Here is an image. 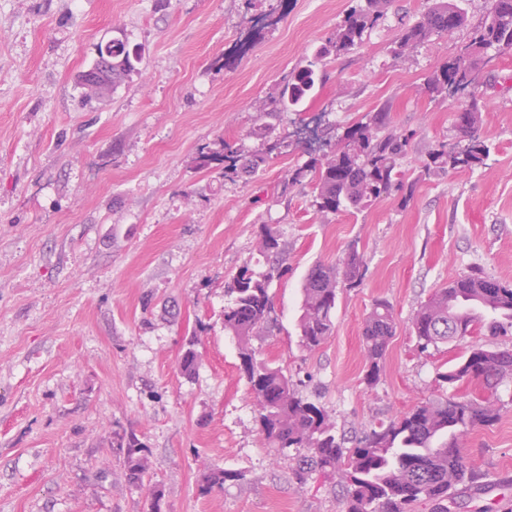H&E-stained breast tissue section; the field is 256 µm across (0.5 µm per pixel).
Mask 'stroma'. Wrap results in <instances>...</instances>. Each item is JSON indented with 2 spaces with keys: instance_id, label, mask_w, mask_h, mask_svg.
I'll list each match as a JSON object with an SVG mask.
<instances>
[{
  "instance_id": "1",
  "label": "stroma",
  "mask_w": 512,
  "mask_h": 512,
  "mask_svg": "<svg viewBox=\"0 0 512 512\" xmlns=\"http://www.w3.org/2000/svg\"><path fill=\"white\" fill-rule=\"evenodd\" d=\"M358 4L0 0V512H149L148 488L125 474L121 435L150 449L162 512H340L338 486L316 474L296 484L291 460L265 440L224 333V284L258 263L263 224L286 261L270 289L277 326L251 340L257 358L286 368L349 439L448 399L435 374L468 345L420 354L411 318L471 268L512 283V50L485 52L470 90L432 96L428 79L472 40L489 0H464L465 27L401 57L391 50L402 24L430 0H391L353 50L320 57ZM118 30L143 60L110 101H86L77 76ZM314 59L312 96L281 107L288 73ZM474 95L484 165L425 172L440 143L466 147L454 114ZM383 108L411 137L400 166L411 198L394 190L356 213L322 214L310 186L281 195L289 171ZM228 139L286 147L236 181L197 167L202 148ZM352 248L363 281L340 290L332 335L305 351V276ZM378 299L392 304L396 332L370 385L361 331ZM194 334L189 379L178 356ZM498 397V422L462 445L498 487L461 490L448 512L512 506V383ZM209 465L241 478L200 494Z\"/></svg>"
}]
</instances>
